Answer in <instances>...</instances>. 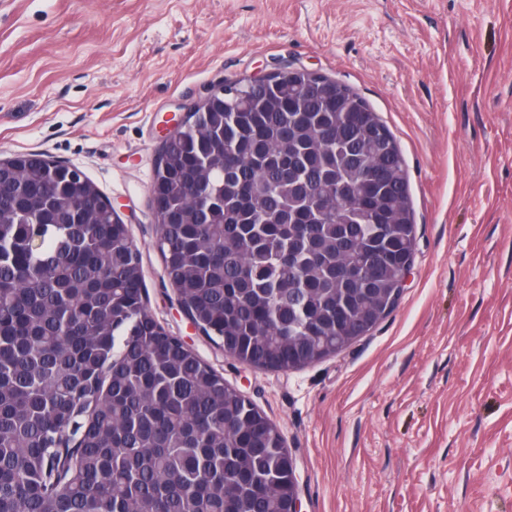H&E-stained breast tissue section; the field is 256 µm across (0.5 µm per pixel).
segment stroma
<instances>
[{
	"label": "stroma",
	"instance_id": "35a3bbf8",
	"mask_svg": "<svg viewBox=\"0 0 512 512\" xmlns=\"http://www.w3.org/2000/svg\"><path fill=\"white\" fill-rule=\"evenodd\" d=\"M280 64L387 125L417 236L392 312L288 372L193 329L150 196L165 120ZM19 153L113 204L150 313L277 425L303 512H512V0H0V156Z\"/></svg>",
	"mask_w": 512,
	"mask_h": 512
}]
</instances>
